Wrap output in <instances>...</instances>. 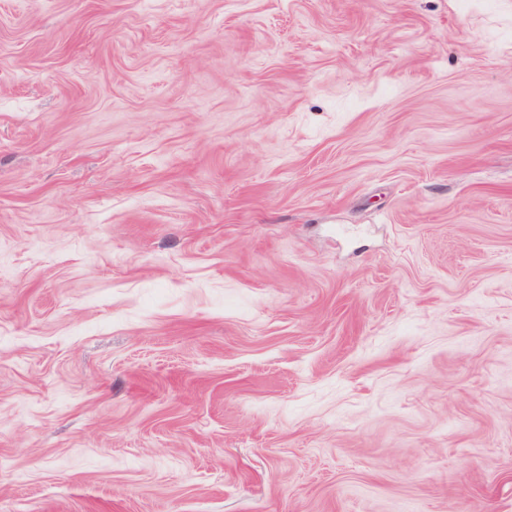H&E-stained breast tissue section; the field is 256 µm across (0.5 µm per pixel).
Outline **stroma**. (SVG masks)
Instances as JSON below:
<instances>
[{
	"instance_id": "stroma-1",
	"label": "stroma",
	"mask_w": 512,
	"mask_h": 512,
	"mask_svg": "<svg viewBox=\"0 0 512 512\" xmlns=\"http://www.w3.org/2000/svg\"><path fill=\"white\" fill-rule=\"evenodd\" d=\"M0 512H512V0H0Z\"/></svg>"
}]
</instances>
